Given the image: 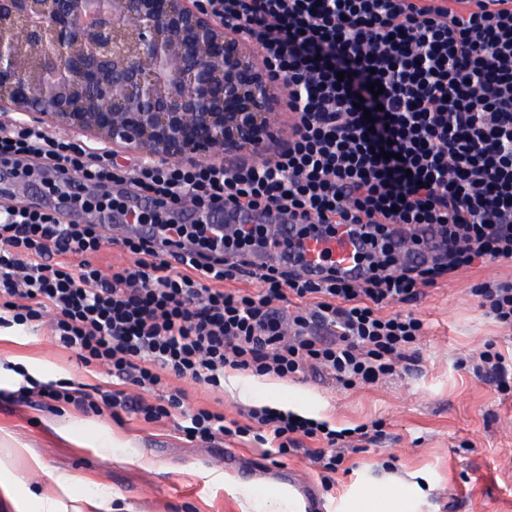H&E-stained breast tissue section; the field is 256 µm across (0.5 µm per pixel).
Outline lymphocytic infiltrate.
<instances>
[{
  "instance_id": "obj_1",
  "label": "lymphocytic infiltrate",
  "mask_w": 512,
  "mask_h": 512,
  "mask_svg": "<svg viewBox=\"0 0 512 512\" xmlns=\"http://www.w3.org/2000/svg\"><path fill=\"white\" fill-rule=\"evenodd\" d=\"M225 27L254 40L272 80L288 87V145L273 157L132 165L41 127L0 123V159L36 161L87 183L129 186L166 210L192 205L277 213L335 231L368 227L379 254L361 281H312L285 268L256 271L259 291L229 288L247 253L268 246L261 224L215 239L208 225L163 223L198 249L171 259L126 237L129 266L106 267L99 224H64L52 213L0 204V326L26 328L52 314V335L82 366L146 392L167 377L220 386L226 368L284 378L309 369L346 387L393 376L420 340L414 313L385 314L420 298L442 274L479 261L512 262V0H197ZM381 84L382 94L370 91ZM392 224L436 228L439 261L400 268L386 244ZM481 306L512 330V278L476 285ZM294 308H286L288 299ZM45 401L95 414L131 408L170 418L185 395L129 403L120 391L93 399L81 384L32 383ZM248 424L223 413L185 415L190 442L266 430L278 455L312 440L310 461L337 472L359 451L363 428L263 407Z\"/></svg>"
}]
</instances>
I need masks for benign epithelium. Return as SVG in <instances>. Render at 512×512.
Wrapping results in <instances>:
<instances>
[{"mask_svg":"<svg viewBox=\"0 0 512 512\" xmlns=\"http://www.w3.org/2000/svg\"><path fill=\"white\" fill-rule=\"evenodd\" d=\"M288 88L190 0H0V108L164 162L261 158Z\"/></svg>","mask_w":512,"mask_h":512,"instance_id":"obj_1","label":"benign epithelium"}]
</instances>
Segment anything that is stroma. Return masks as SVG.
Instances as JSON below:
<instances>
[{
	"instance_id": "1",
	"label": "stroma",
	"mask_w": 512,
	"mask_h": 512,
	"mask_svg": "<svg viewBox=\"0 0 512 512\" xmlns=\"http://www.w3.org/2000/svg\"><path fill=\"white\" fill-rule=\"evenodd\" d=\"M512 275V265L477 264L426 288L410 303L425 322L415 357L397 375L376 384L344 388L312 372L287 378L256 377L225 369L224 382L211 388L170 379L187 393L184 409L208 408L247 424L246 409L268 406L327 421L341 430L380 426L366 451L348 454L346 469L333 476L324 496L335 512H363L387 491L402 512H512V394L501 395L475 376L471 355L486 343L512 354V335L487 316L471 289ZM20 361L54 380H75L88 393L122 389L105 367L80 364L75 353L55 343L48 326L0 332V363ZM82 409L42 404L37 396L0 389V426L13 429L40 456L45 472L36 483L51 484L63 472L89 476L112 493V512H255L282 503L239 485L225 473L224 457L240 467L293 468L314 484L323 474L304 452L278 457L253 435L221 443L186 441L182 415L147 422L128 411L107 419L113 434L128 439L130 456L102 458L95 449L59 438L67 416Z\"/></svg>"
}]
</instances>
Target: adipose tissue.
Instances as JSON below:
<instances>
[{"instance_id":"adipose-tissue-1","label":"adipose tissue","mask_w":512,"mask_h":512,"mask_svg":"<svg viewBox=\"0 0 512 512\" xmlns=\"http://www.w3.org/2000/svg\"><path fill=\"white\" fill-rule=\"evenodd\" d=\"M56 433L67 441L85 437L90 447L103 455L126 447L127 442L94 419H74L57 427ZM42 460L31 453L26 442L12 431L0 428V491L23 512H112V495L101 491L90 493L89 480L80 474H62L52 485L32 484L27 473L42 469Z\"/></svg>"}]
</instances>
